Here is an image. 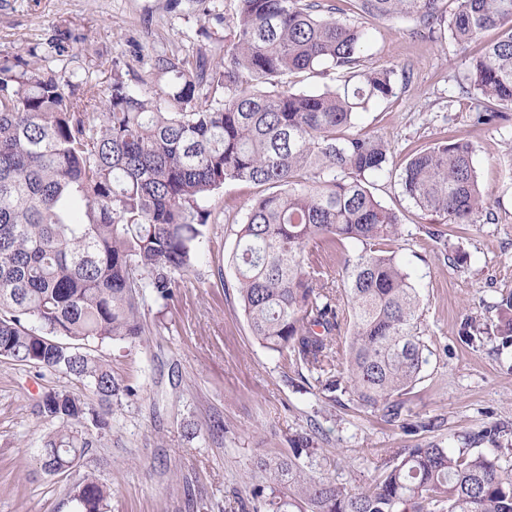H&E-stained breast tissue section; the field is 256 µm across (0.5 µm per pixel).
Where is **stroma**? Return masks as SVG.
<instances>
[{
    "label": "stroma",
    "mask_w": 512,
    "mask_h": 512,
    "mask_svg": "<svg viewBox=\"0 0 512 512\" xmlns=\"http://www.w3.org/2000/svg\"><path fill=\"white\" fill-rule=\"evenodd\" d=\"M317 2L369 26L365 66L394 72L395 95L360 112L352 130L389 148L390 170L370 177L369 189L402 220L395 249L423 307L428 362L401 418L386 423L346 393L326 400L304 366L252 336L229 257L260 191L229 182L205 203L207 231L173 302L146 309L151 334L144 343L88 345L137 394L114 405L109 427L96 432L69 474L49 475L39 465L41 441L55 425L37 404L44 391L61 388L95 408L94 389L0 360V512H74L70 489L88 470L110 487L109 512H242L257 461L293 456L290 439L298 432L318 450L317 474L354 490L372 484L401 449L458 434L473 435L471 451L496 456L512 474V344L493 334L500 302L512 293V120L475 124L467 80L471 58L498 33L458 44L448 27L455 0H441L430 26L373 20L351 0ZM236 12L237 0H0V58L66 27L77 38V66L93 79L108 84L117 73L131 89L148 92L163 79L159 59L188 51L222 56ZM452 137L472 144L487 197L486 212L462 225L438 223L399 181L414 151ZM469 320L484 330L470 345L460 338ZM494 425L502 429L498 443L482 440Z\"/></svg>",
    "instance_id": "35a3bbf8"
}]
</instances>
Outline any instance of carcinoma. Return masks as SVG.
<instances>
[{
    "label": "carcinoma",
    "instance_id": "obj_1",
    "mask_svg": "<svg viewBox=\"0 0 512 512\" xmlns=\"http://www.w3.org/2000/svg\"><path fill=\"white\" fill-rule=\"evenodd\" d=\"M374 20L439 18L441 0H355ZM449 22L460 44L490 28L500 37L470 62V87L487 102L475 121L512 112V0H456ZM369 28L316 14L308 0H238L233 39L210 61L158 60L167 79L149 94L121 76L105 86L78 70L0 60V357L91 384L105 403L134 394L112 368L83 351L93 342L141 344L146 295L164 306L176 275L196 257L209 213L202 203L227 182L262 187L237 233L232 263L253 336L304 365L323 394L350 393L386 422L427 363L421 300L393 243L401 219L370 193L389 171L379 138L346 134L355 115L395 94L394 71L363 67ZM75 41L58 28L45 61ZM347 73L322 92L294 90L292 77ZM405 194L442 223L468 224L485 209L473 149L452 139L414 154ZM358 248L334 285L326 253ZM497 334L512 343V294ZM346 315L340 349V315ZM57 423L43 449L56 474L77 466L108 427L65 389L42 396ZM295 453L313 458L297 433ZM253 495L266 512H512V476L495 459L431 442L406 448L362 490L313 475L291 459L263 460ZM76 512H106L109 488L92 471L71 489Z\"/></svg>",
    "mask_w": 512,
    "mask_h": 512
}]
</instances>
